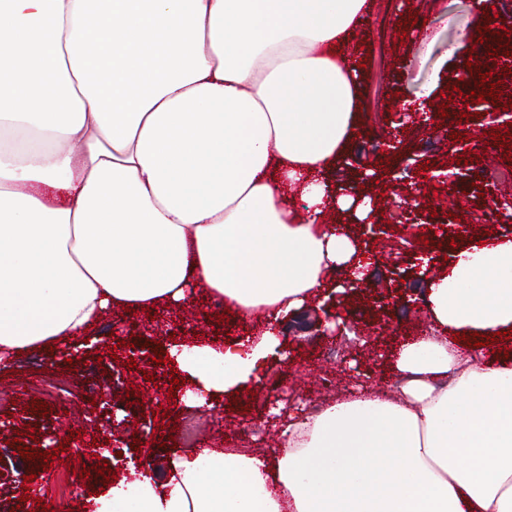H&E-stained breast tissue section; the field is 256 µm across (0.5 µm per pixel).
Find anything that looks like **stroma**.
Wrapping results in <instances>:
<instances>
[{"instance_id":"obj_1","label":"stroma","mask_w":512,"mask_h":512,"mask_svg":"<svg viewBox=\"0 0 512 512\" xmlns=\"http://www.w3.org/2000/svg\"><path fill=\"white\" fill-rule=\"evenodd\" d=\"M512 5L500 0L494 12L481 11L475 0H410L409 9H390L387 0H369L368 22L355 33L353 45L364 48L360 85V134L350 149L359 164H373L389 155L400 168V182L371 184L363 193L371 202L372 223L381 227L370 238L371 265L367 283L388 284L396 265L425 264L429 274L447 271L453 246H441L435 232L438 218L457 215L469 229V242L486 236L512 238V191L493 184L462 180L465 160H492L506 165L503 124L479 123L464 117V98L453 77L467 61L489 25L491 14H505ZM408 41H401L400 32ZM431 103L439 110L427 127L405 124L399 109L411 103ZM420 188V205H402L404 185ZM400 222H392L393 214ZM217 300L195 286L183 308L159 309L134 315L106 313L95 325L98 355L86 354L83 342L47 347L18 356L0 366V512H48L61 493L60 477L86 465V490L71 501L69 512H93L95 501H108L110 483L95 472L106 463L117 476L142 471L150 462L164 469L174 454L184 453L179 419L196 414L201 432L196 448H242L260 455L274 449L277 411L293 402L304 405L320 398L333 401L355 385L381 384L385 368L381 354L431 326L426 303H395L390 326L381 330L352 304L346 333L318 336L298 327L300 316L316 318L315 303L285 314L279 324V345L258 369L248 392L192 402V383L171 390L170 365L153 355H168L176 344L196 342L228 345L253 335L255 325L216 322ZM67 375L75 396L49 399L39 391L45 372ZM136 390L137 399L127 398ZM80 432V453L66 451V463L45 466L42 456L62 446L70 431ZM25 462L32 478L28 486L15 479L14 465ZM50 477H43V470Z\"/></svg>"}]
</instances>
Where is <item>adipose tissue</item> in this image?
Masks as SVG:
<instances>
[{
    "instance_id": "1",
    "label": "adipose tissue",
    "mask_w": 512,
    "mask_h": 512,
    "mask_svg": "<svg viewBox=\"0 0 512 512\" xmlns=\"http://www.w3.org/2000/svg\"><path fill=\"white\" fill-rule=\"evenodd\" d=\"M367 0H0V362L111 310L180 307L201 282L248 349H172L188 381L244 390L273 324L358 256L323 179L357 125L339 50ZM435 330L392 352L396 391L289 417L262 458L205 448L113 485L112 512H512V239L429 282ZM465 341L455 342L454 333Z\"/></svg>"
}]
</instances>
